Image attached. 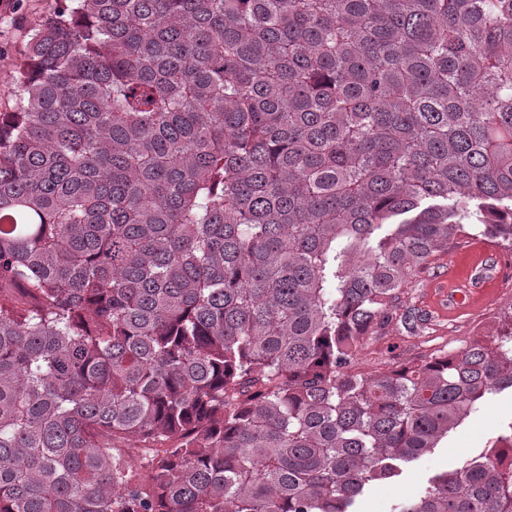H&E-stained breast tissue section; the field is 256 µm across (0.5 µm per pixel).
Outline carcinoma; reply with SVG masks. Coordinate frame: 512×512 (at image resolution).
<instances>
[{"label": "carcinoma", "mask_w": 512, "mask_h": 512, "mask_svg": "<svg viewBox=\"0 0 512 512\" xmlns=\"http://www.w3.org/2000/svg\"><path fill=\"white\" fill-rule=\"evenodd\" d=\"M62 3L0 112V512H356L512 389V314L353 366L512 253V0ZM394 512H512V425ZM459 243L442 253L438 261L439 267L434 270L429 276H426L422 282L416 285L409 294H405L402 302L399 304L398 318L406 309H415L418 314H427L428 321L425 332H409L407 331L400 321H392L381 331L379 336L384 346V357L382 361L377 362L374 356L369 353L365 347L358 360V365L362 370L368 372H381L387 371L395 366V363L405 361H418L427 357L419 354L413 346V342L417 340H432L429 344L439 343L441 346L446 344V347L441 352H448L454 354L460 351L465 345L470 342L471 336H467L466 340L460 342L456 335L460 334L463 330L462 326L465 321L479 320L485 309L492 303H497V310L494 313L493 308L486 310L485 316L494 313L491 323L486 327L485 336L496 335L501 330L500 314L510 307L511 300L505 299L499 293V288L508 291L511 288L512 298V255L508 252L494 247L495 256L502 261V256L508 254L511 263V276L509 279H504L503 282L508 283V288H503L502 284L495 288L494 292L490 294L488 288L487 293L480 300L475 308L465 307L455 311H449L448 305L441 300V296L445 290L455 288V283L466 277L472 267L471 275L469 277L467 290H450L451 301L455 304L462 302L468 293L477 292L481 288H486V285L497 278L498 273L494 269H486V265L479 266V263L473 265L478 254L483 250V243H487L480 237H461ZM473 265V266H472ZM482 274V282L479 287L475 286L473 282L474 277ZM474 284V285H473ZM419 311V313H418ZM423 335V336H420ZM481 336V338L485 337ZM448 343V344H447Z\"/></svg>", "instance_id": "obj_1"}]
</instances>
